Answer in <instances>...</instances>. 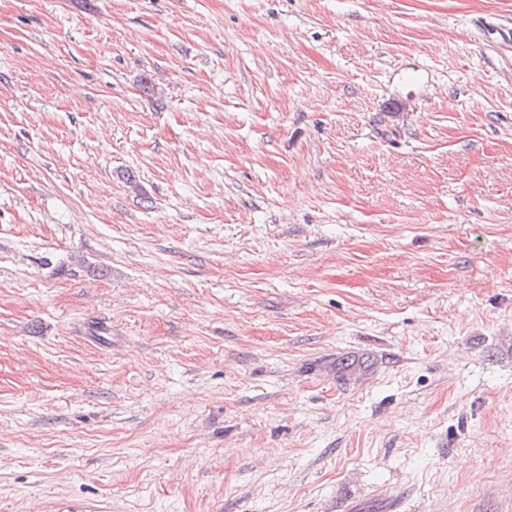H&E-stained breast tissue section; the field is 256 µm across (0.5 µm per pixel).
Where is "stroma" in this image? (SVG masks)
I'll return each mask as SVG.
<instances>
[{
    "instance_id": "1",
    "label": "stroma",
    "mask_w": 512,
    "mask_h": 512,
    "mask_svg": "<svg viewBox=\"0 0 512 512\" xmlns=\"http://www.w3.org/2000/svg\"><path fill=\"white\" fill-rule=\"evenodd\" d=\"M511 24L0 0V512H512ZM375 362L366 358L355 356H340L336 358V382L339 385H347L352 380L366 376L374 368Z\"/></svg>"
}]
</instances>
